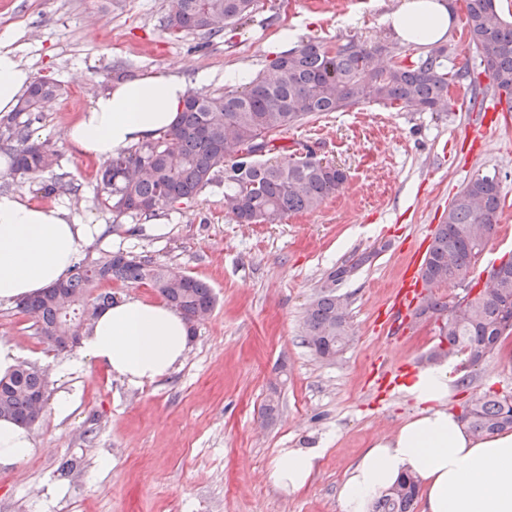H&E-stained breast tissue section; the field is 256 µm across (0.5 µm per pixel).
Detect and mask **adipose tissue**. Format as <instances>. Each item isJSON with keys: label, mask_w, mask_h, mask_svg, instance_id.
<instances>
[{"label": "adipose tissue", "mask_w": 512, "mask_h": 512, "mask_svg": "<svg viewBox=\"0 0 512 512\" xmlns=\"http://www.w3.org/2000/svg\"><path fill=\"white\" fill-rule=\"evenodd\" d=\"M405 41L433 44L453 26L445 0H402L387 18ZM31 71L0 45V113L17 107ZM186 81L150 74L118 81L102 91L68 130L81 154L109 163L137 144L171 130L184 105ZM69 208H44L14 192L0 194V303L32 297L62 280L73 261L103 232ZM190 325L174 308L125 295L99 311L83 330L73 357L57 361L59 374L84 359L141 387L169 376L188 353ZM456 359L420 371L404 391L418 411L390 438L374 442L349 468L339 490L341 512H371L374 500L403 474L422 487L426 512H512V433L478 436L451 406L460 378ZM35 450L31 433L0 419V466L26 460ZM324 454L320 448H283L268 470L269 483L292 493L305 487Z\"/></svg>", "instance_id": "1"}]
</instances>
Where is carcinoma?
Wrapping results in <instances>:
<instances>
[{
  "label": "carcinoma",
  "instance_id": "cac0c4a2",
  "mask_svg": "<svg viewBox=\"0 0 512 512\" xmlns=\"http://www.w3.org/2000/svg\"><path fill=\"white\" fill-rule=\"evenodd\" d=\"M256 0H168L164 31L170 36L201 32L210 38L229 26H242ZM465 27L494 93L512 94V22L495 0H464ZM466 73L448 70L443 46L413 57L392 49V62L380 66L374 54L351 39L335 52L322 42H303L273 59L265 72L237 89L188 95L176 124L162 137L145 142L110 162L102 175L108 205L118 216L150 219L175 203L200 196L217 173L224 172V209L240 224H277L292 212L317 209L348 179L347 171L315 157L307 144L290 151L278 136L325 112H343L375 100L424 112L448 109V84ZM62 95V85L34 81L17 109L3 120L0 140L9 142L13 173L21 177L51 170L57 151L36 145L30 127L43 103ZM276 154V163L260 153ZM501 181L479 175L455 197L433 233L422 270L425 285L458 283L465 288L453 310L434 295L421 300L419 315L441 323L438 344L428 355L436 363L465 353L471 364L492 354L512 334V259L500 263L495 279L479 285L471 276L485 248L501 205ZM342 264L330 271L317 298L306 310L304 343L321 359L332 361L349 338L346 302L337 287L367 261ZM144 284L189 322L204 319L216 304L212 288L192 275H180L148 255L123 252L86 255L75 263L58 288L16 303L35 319L47 343L66 319L67 308L91 322L112 294L109 282ZM41 369L21 363L0 378V418L29 427L38 421L32 397L42 387ZM461 420L476 435L512 430V399L485 393L470 400ZM418 481L406 475L378 497L372 512H413Z\"/></svg>",
  "mask_w": 512,
  "mask_h": 512
}]
</instances>
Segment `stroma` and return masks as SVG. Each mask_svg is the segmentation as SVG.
<instances>
[{
	"label": "stroma",
	"mask_w": 512,
	"mask_h": 512,
	"mask_svg": "<svg viewBox=\"0 0 512 512\" xmlns=\"http://www.w3.org/2000/svg\"><path fill=\"white\" fill-rule=\"evenodd\" d=\"M401 0H257L251 21L210 38L174 39L163 30L167 0H0V37L34 78L58 80L65 94L33 125V137L60 154L53 172L0 176V190L42 205H63L83 221L104 224L95 248L149 255L179 274L207 282L216 296L199 321L184 363L153 384L133 387L87 359L60 376L48 367L52 348L31 320L0 305V345L44 368L50 394L76 392L78 404L58 418L46 404L31 426L34 453L0 467V512H340L338 492L349 467L376 440L397 432L417 411L405 395L374 396L367 375L384 363L422 361L436 343L431 322L399 338L381 332L387 300L415 253L426 251L456 194L473 177L497 173L504 205L479 255L474 276L512 257V111L481 148L466 128L472 88L456 83L444 112L364 101L295 126L279 143L308 142L320 158L349 173L314 212L278 224H240L224 210L217 182L194 201L165 209L167 232H141L139 219L115 216L99 184L101 165L79 155L67 131L118 77L175 71L191 90L224 89V73L251 74L274 59V40L292 45L353 39L367 49L400 44L385 17ZM463 24L445 40L448 63L488 85ZM205 83H196L198 74ZM61 180L72 191L48 193ZM370 253L340 288L347 298L350 340L335 360L318 358L302 340L303 316L330 269ZM466 384L452 398L464 410L475 396L512 397V336L479 364L461 362ZM276 410L265 416L267 401ZM320 448L308 485L285 493L266 472L283 448ZM110 467H101L102 459ZM69 470H61L62 462ZM64 485L56 497L52 489Z\"/></svg>",
	"instance_id": "stroma-1"
}]
</instances>
